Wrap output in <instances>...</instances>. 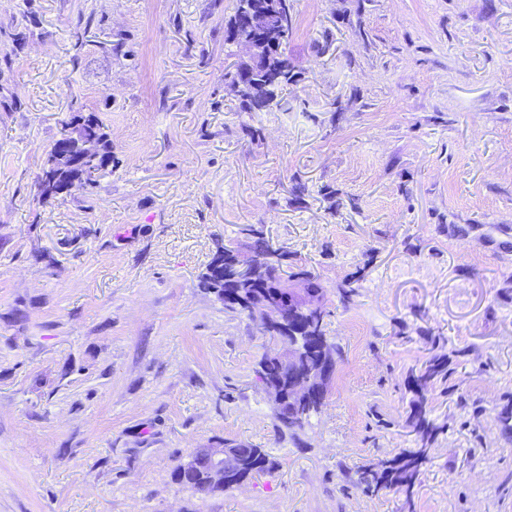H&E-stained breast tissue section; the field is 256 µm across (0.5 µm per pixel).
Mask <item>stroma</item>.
I'll use <instances>...</instances> for the list:
<instances>
[{
	"label": "stroma",
	"instance_id": "1",
	"mask_svg": "<svg viewBox=\"0 0 512 512\" xmlns=\"http://www.w3.org/2000/svg\"><path fill=\"white\" fill-rule=\"evenodd\" d=\"M235 4L0 0V512H404L352 478L415 445L424 328L466 355L413 510L512 512V0H293L295 80L264 112L236 109ZM78 112L112 167L41 204ZM247 225L314 267L344 352L295 440L258 321L197 286ZM227 440L276 468L175 481ZM225 442L237 443L239 448H243L244 457L238 462L232 472V479L224 485V464L227 458L231 457L234 448L231 445L213 446L212 448H203L201 452L193 450L188 458L181 463V472L185 474L196 469H205L209 474L212 484L219 483L224 489L213 490L205 486L202 480L196 481V485L191 487L194 491L202 495H211L215 493H230L236 488V484L244 483L247 480L254 479L260 474L269 473L274 467V461L264 448H258L253 444H246L244 441L227 440Z\"/></svg>",
	"mask_w": 512,
	"mask_h": 512
}]
</instances>
